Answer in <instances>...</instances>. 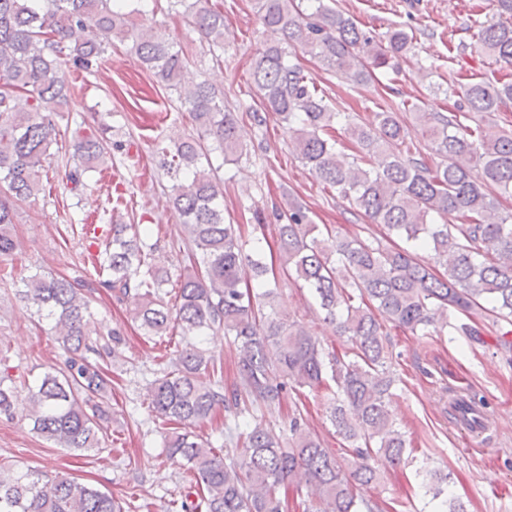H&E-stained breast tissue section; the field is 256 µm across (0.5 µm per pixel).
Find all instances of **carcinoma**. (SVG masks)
<instances>
[{"mask_svg":"<svg viewBox=\"0 0 512 512\" xmlns=\"http://www.w3.org/2000/svg\"><path fill=\"white\" fill-rule=\"evenodd\" d=\"M136 0H0V277L10 275L19 244L13 233L15 204L41 190L44 162L55 141L69 87L62 67L92 74L112 40L132 41L141 61L177 94L192 115L197 136L161 151L160 166L172 180L170 203L187 233L185 260L174 304L165 301L168 271L149 261L143 236L148 227L114 224L103 231L95 273L101 287L134 295L133 319L150 336L180 330L182 347L151 384L149 407L164 426L165 456L191 475L181 492V512H283L282 487L298 471L297 485L309 512H379L362 490L377 480L372 461L404 462L406 440L389 410L397 382L389 362L387 326L440 336L448 327L478 337L476 318L502 323L499 343L512 346V211L500 200L512 198V131L465 121L496 112L512 101V81H467L453 92L465 105L438 112L412 103L405 120L391 106L370 123L349 120L336 110L291 50L317 57L324 69L348 82L398 72V60L413 48L402 28L381 38L329 7L324 0H257L263 28L275 36L255 59L252 76L264 113L287 124L298 159L324 187L351 202L373 224L408 244L388 249L358 236L323 238L306 208L293 205L276 225L279 256L288 275L309 289L325 318L346 339L343 356L331 354L297 322L274 308L277 287L259 253L247 254L240 227L225 223L223 190L217 169L203 164L214 152L236 163L244 147L237 117L224 108V96L203 80L182 82L188 66L183 52L156 39L138 21ZM495 20L480 23L476 51L512 64V0H493ZM184 7L183 17L208 46L224 48V11L209 0H169ZM345 124L350 151L338 148L335 132ZM425 135L439 162L417 156L410 128ZM403 149L385 155L386 144ZM77 162L66 178L71 190L85 186V175L110 154L103 138L90 134L75 144ZM459 214L463 224L448 218ZM429 255L425 259L419 251ZM444 268L438 275L435 265ZM255 282L260 292L246 287ZM23 298L53 321L55 339L67 354L65 366L47 372L31 386L16 381L12 367L0 368V416L14 415L26 392L25 418L32 430L80 456L109 441L112 414L107 403L111 379L92 362L118 357L120 332L105 336L91 328V299L82 285L52 274L22 280ZM462 315L468 322L452 324ZM232 337L237 382L226 391L222 380L205 385L200 371L220 374L221 359L201 347L216 331ZM336 385L328 418L336 434L351 445L353 462L323 447L319 436L294 416L277 431L250 415L236 457H221L194 428L229 405L259 403L271 411L288 386L318 389ZM459 418L482 411L475 394L457 402ZM420 488L436 512H464L454 496L451 473L421 468ZM0 512H125L111 494L67 477L0 465Z\"/></svg>","mask_w":512,"mask_h":512,"instance_id":"obj_1","label":"carcinoma"}]
</instances>
